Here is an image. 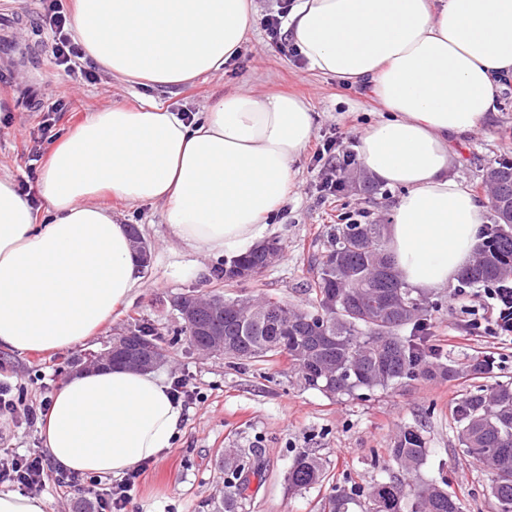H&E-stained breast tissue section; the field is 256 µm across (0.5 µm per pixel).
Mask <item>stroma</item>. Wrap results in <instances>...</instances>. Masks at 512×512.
I'll use <instances>...</instances> for the list:
<instances>
[{"instance_id":"1","label":"stroma","mask_w":512,"mask_h":512,"mask_svg":"<svg viewBox=\"0 0 512 512\" xmlns=\"http://www.w3.org/2000/svg\"><path fill=\"white\" fill-rule=\"evenodd\" d=\"M41 0H0V19L11 18L7 45H0V177L27 191L37 189L31 174L33 149L49 154L53 144L41 137L39 124L56 100H63L55 130L66 137L91 112L109 104L134 106L150 97L176 111H205L225 93H295L306 97L315 114V134L296 163L297 188L277 214L269 237L282 248L279 261L255 280L227 283L218 279L219 256L182 250L164 220L161 205L123 208L122 220L135 225L150 248L148 267L139 268L140 286L127 303L89 342L101 349L131 322L148 323L173 343V353L159 368L166 380L180 376L196 387L199 398L186 407L172 448L148 462L125 512H214L224 498V474L248 448L260 454L261 475H249L248 501L241 512H321L326 498L344 492L349 512H364L372 486L403 472L389 455L391 442L405 426L418 428L429 453L417 481L449 484L466 512H498L489 493L488 469L465 455L458 442L453 411L461 394L476 390L469 366L480 356H494L500 382H512V343L465 334L470 301L449 287L431 293L440 306L433 315L432 341L443 349L456 379L415 380L387 390H360L329 398L304 388L287 355L246 365L220 355L204 356L188 347L174 297L216 290L245 298L270 295L292 305L308 304L312 255L320 254L333 225L357 220L388 223L399 200L398 188L379 187L367 196L347 190L338 196L320 192L321 163L314 153L323 139L336 140L337 151L356 149L358 135L381 108L365 91L326 78L298 64L271 45L261 25H253L236 62L223 72L181 87H141L96 72L93 80L65 83L52 62L53 34L41 22ZM458 156L452 176L475 195H482L488 167L512 158V84L503 87L497 111L484 128L454 142ZM195 264L198 277L177 274L180 265ZM83 349L54 354H18L0 350V380L20 386L27 404L40 406L58 384L78 371ZM308 452L325 471L322 483L290 489L288 470L295 457Z\"/></svg>"}]
</instances>
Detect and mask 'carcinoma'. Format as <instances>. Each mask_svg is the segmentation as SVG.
<instances>
[{
	"label": "carcinoma",
	"mask_w": 512,
	"mask_h": 512,
	"mask_svg": "<svg viewBox=\"0 0 512 512\" xmlns=\"http://www.w3.org/2000/svg\"><path fill=\"white\" fill-rule=\"evenodd\" d=\"M484 180L495 184L492 207L496 224L478 244L472 263L463 271L464 286H493L512 277V161L489 168ZM385 225L375 222L338 224L328 236L325 254L310 265L311 309L282 300L226 298L224 309L210 319L224 331V358L232 363L266 362L285 353L305 387L330 398L358 390L387 389L419 378L450 380L455 371L442 350L430 343V317L437 304L414 293L395 270L386 251ZM275 242L251 249L239 261L264 265ZM132 332L150 338L160 362L169 358L171 343L150 326ZM497 366L481 357L471 366L477 379H491ZM458 440L464 453L492 471L490 494L500 512H512V386L480 387L455 407ZM392 460L414 476L427 456L418 429L406 427L390 448ZM242 467L224 481V512L245 496ZM324 480V469L308 453L296 457L288 484L302 490ZM406 484L381 482L369 493L366 512H403ZM411 512H463L459 496L434 483L412 488Z\"/></svg>",
	"instance_id": "1"
}]
</instances>
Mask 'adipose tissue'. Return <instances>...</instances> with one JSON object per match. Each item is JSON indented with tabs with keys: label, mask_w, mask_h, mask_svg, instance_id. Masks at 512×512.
Wrapping results in <instances>:
<instances>
[{
	"label": "adipose tissue",
	"mask_w": 512,
	"mask_h": 512,
	"mask_svg": "<svg viewBox=\"0 0 512 512\" xmlns=\"http://www.w3.org/2000/svg\"><path fill=\"white\" fill-rule=\"evenodd\" d=\"M253 0H75L86 59L142 86L223 71L244 47ZM308 67L366 89L384 118L359 135L363 169L402 189L386 249L404 282L447 288L490 211L450 178V139L486 126L512 74V0H294L283 22ZM292 95L225 94L201 115L146 100L94 112L51 151L36 215L0 178V349L85 344L139 286L124 224L99 204H159L186 249L233 258L262 242L297 187L314 135ZM165 378L89 369L49 396L43 451L80 477H120L171 448L184 418Z\"/></svg>",
	"instance_id": "ef3b65f1"
}]
</instances>
